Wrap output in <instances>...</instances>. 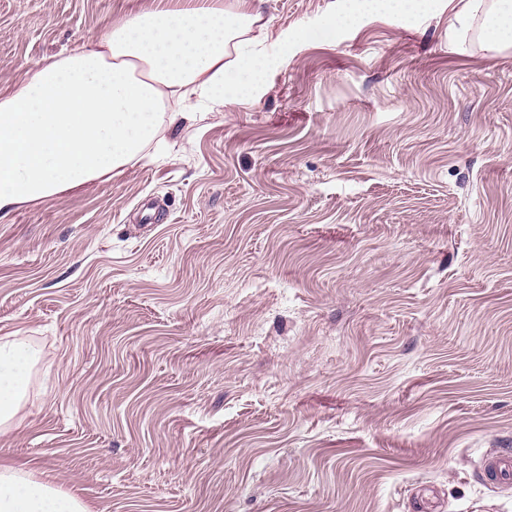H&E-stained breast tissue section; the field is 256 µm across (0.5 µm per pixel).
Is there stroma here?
I'll use <instances>...</instances> for the list:
<instances>
[{
  "instance_id": "1",
  "label": "stroma",
  "mask_w": 512,
  "mask_h": 512,
  "mask_svg": "<svg viewBox=\"0 0 512 512\" xmlns=\"http://www.w3.org/2000/svg\"><path fill=\"white\" fill-rule=\"evenodd\" d=\"M151 2L0 0V91ZM261 8L252 101L0 214L38 353L0 462L90 512H512V47ZM483 473L488 480L507 482L512 479V453H494L488 456L482 466Z\"/></svg>"
}]
</instances>
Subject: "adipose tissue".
<instances>
[{
  "label": "adipose tissue",
  "instance_id": "obj_1",
  "mask_svg": "<svg viewBox=\"0 0 512 512\" xmlns=\"http://www.w3.org/2000/svg\"><path fill=\"white\" fill-rule=\"evenodd\" d=\"M430 6L350 0L335 23ZM266 27L257 0H167L36 64L22 84L0 92V213L121 173L156 139L169 102L252 100L267 65ZM34 362L27 337H0V436L12 431ZM0 512L87 509L24 467L0 466Z\"/></svg>",
  "mask_w": 512,
  "mask_h": 512
}]
</instances>
